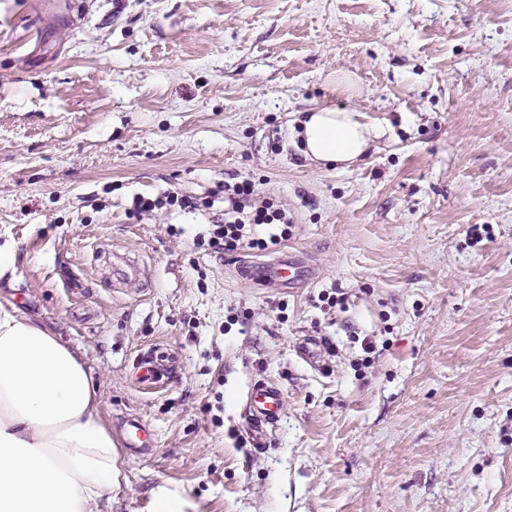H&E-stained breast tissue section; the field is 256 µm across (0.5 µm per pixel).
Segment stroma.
<instances>
[{"instance_id": "obj_1", "label": "stroma", "mask_w": 512, "mask_h": 512, "mask_svg": "<svg viewBox=\"0 0 512 512\" xmlns=\"http://www.w3.org/2000/svg\"><path fill=\"white\" fill-rule=\"evenodd\" d=\"M324 106L385 133L308 161L290 121ZM245 179L292 214L300 287L200 245ZM167 195L199 206L134 214ZM5 244L0 297L76 351L110 429L155 432L101 512L161 485L192 512H512V0H0ZM155 346L177 362L147 393ZM260 383L284 394L262 447ZM295 351L304 361L316 366L323 362L326 353L321 339L315 336H305L299 339L295 344ZM283 391L273 384H259L248 392L244 412L249 419L250 431L256 444L262 445L269 427L275 425L283 409ZM122 439L124 448L146 455L154 448L155 434L146 421L140 416L131 414L123 421Z\"/></svg>"}]
</instances>
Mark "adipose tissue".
I'll return each mask as SVG.
<instances>
[{"label":"adipose tissue","mask_w":512,"mask_h":512,"mask_svg":"<svg viewBox=\"0 0 512 512\" xmlns=\"http://www.w3.org/2000/svg\"><path fill=\"white\" fill-rule=\"evenodd\" d=\"M294 123L305 159L350 164L384 134L356 111L321 108ZM117 446L79 357L0 300V512H99L118 482Z\"/></svg>","instance_id":"ef3b65f1"}]
</instances>
